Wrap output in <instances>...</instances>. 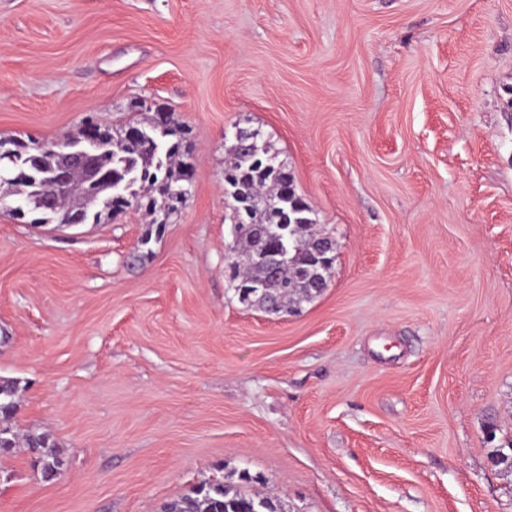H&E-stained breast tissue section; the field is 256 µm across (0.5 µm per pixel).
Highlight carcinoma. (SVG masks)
Instances as JSON below:
<instances>
[{"mask_svg":"<svg viewBox=\"0 0 512 512\" xmlns=\"http://www.w3.org/2000/svg\"><path fill=\"white\" fill-rule=\"evenodd\" d=\"M145 128L163 144V153H154L144 140L130 134L134 129ZM73 137L71 132L55 142H20L24 164L10 182L15 194L33 200L45 196L44 180L65 167L64 159L53 147ZM183 141V130L163 107L157 108L146 124L133 121L108 129L92 158L98 180L91 182L83 171L70 170L73 190L54 199L51 208L42 211L43 217L53 218L98 206L99 215L104 211L117 215L132 207L156 212L168 189H187L191 184L192 173L183 162ZM228 155L229 160L224 162L225 200L239 219L240 231L235 241L243 245L246 254L245 266L231 264L229 275L238 284L266 282L267 305L292 303L301 293L297 274L310 265V244L316 236L313 209L298 193L291 174L264 145L257 142L250 147L235 142L228 148ZM288 213L296 217L297 224L289 225L288 236L282 239L278 236L279 221ZM258 248L281 255L282 262L269 271L256 266L252 257ZM24 390L18 379L0 378V455L14 453L22 442L42 476L59 473L65 465V450L47 433L29 432L21 438L14 428V416ZM163 512H283V509L267 495L245 493L222 479H212L167 503Z\"/></svg>","mask_w":512,"mask_h":512,"instance_id":"obj_1","label":"carcinoma"}]
</instances>
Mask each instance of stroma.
I'll return each mask as SVG.
<instances>
[{
	"label": "stroma",
	"mask_w": 512,
	"mask_h": 512,
	"mask_svg": "<svg viewBox=\"0 0 512 512\" xmlns=\"http://www.w3.org/2000/svg\"><path fill=\"white\" fill-rule=\"evenodd\" d=\"M161 104L163 229L0 210V377L64 469L0 455V512H160L222 477L285 512H512V0H0V137ZM260 130L336 240L294 314L239 302L224 201Z\"/></svg>",
	"instance_id": "obj_1"
}]
</instances>
